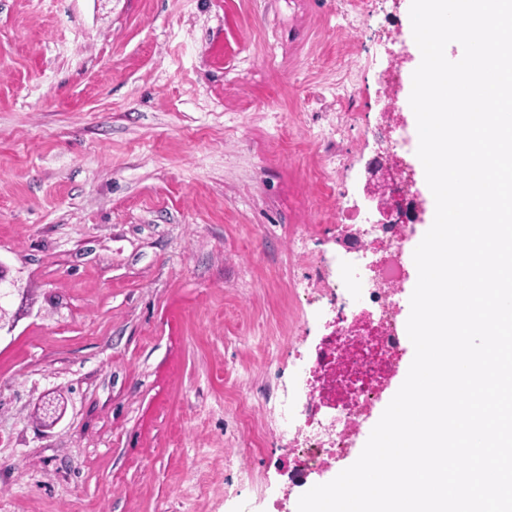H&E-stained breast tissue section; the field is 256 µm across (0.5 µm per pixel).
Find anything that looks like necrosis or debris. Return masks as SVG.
I'll list each match as a JSON object with an SVG mask.
<instances>
[{
    "label": "necrosis or debris",
    "mask_w": 512,
    "mask_h": 512,
    "mask_svg": "<svg viewBox=\"0 0 512 512\" xmlns=\"http://www.w3.org/2000/svg\"><path fill=\"white\" fill-rule=\"evenodd\" d=\"M372 236L384 254L381 262L368 275L348 266L340 275L350 297L368 295L371 309L355 306L338 315L324 357L315 359L302 381L300 416H292L287 403L279 405L288 453L317 465L346 448L392 373L402 343L390 299L403 276L402 238L395 227Z\"/></svg>",
    "instance_id": "necrosis-or-debris-1"
}]
</instances>
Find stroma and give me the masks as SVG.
I'll return each instance as SVG.
<instances>
[{"label":"stroma","instance_id":"stroma-1","mask_svg":"<svg viewBox=\"0 0 512 512\" xmlns=\"http://www.w3.org/2000/svg\"><path fill=\"white\" fill-rule=\"evenodd\" d=\"M366 2L0 0V512H297L357 460L408 349L303 482L273 406L379 258L368 161L415 160L411 0Z\"/></svg>","mask_w":512,"mask_h":512}]
</instances>
